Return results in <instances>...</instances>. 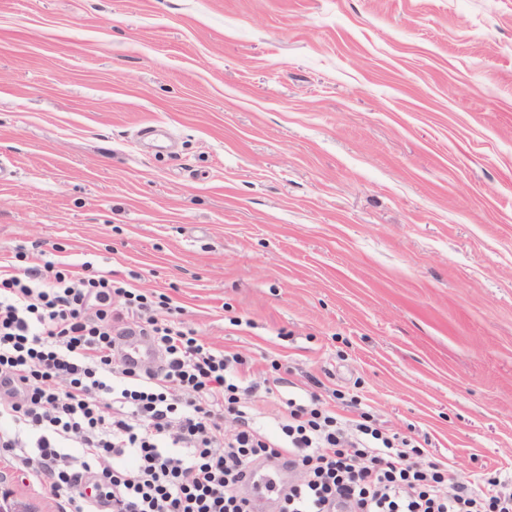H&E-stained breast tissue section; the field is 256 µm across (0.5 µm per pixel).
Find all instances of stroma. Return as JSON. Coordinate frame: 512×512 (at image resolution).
Returning <instances> with one entry per match:
<instances>
[{"instance_id": "35a3bbf8", "label": "stroma", "mask_w": 512, "mask_h": 512, "mask_svg": "<svg viewBox=\"0 0 512 512\" xmlns=\"http://www.w3.org/2000/svg\"><path fill=\"white\" fill-rule=\"evenodd\" d=\"M0 160V259L170 296L268 427L314 388L512 476V0H0Z\"/></svg>"}]
</instances>
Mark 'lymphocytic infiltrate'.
I'll list each match as a JSON object with an SVG mask.
<instances>
[{"label": "lymphocytic infiltrate", "instance_id": "obj_1", "mask_svg": "<svg viewBox=\"0 0 512 512\" xmlns=\"http://www.w3.org/2000/svg\"><path fill=\"white\" fill-rule=\"evenodd\" d=\"M181 312L89 263L0 264V453L60 512H253L245 473L281 456L297 477L279 512H512L511 479L452 480L418 441L314 393L287 400L268 433L247 359ZM128 322L162 351L159 368L122 367L113 332Z\"/></svg>", "mask_w": 512, "mask_h": 512}]
</instances>
